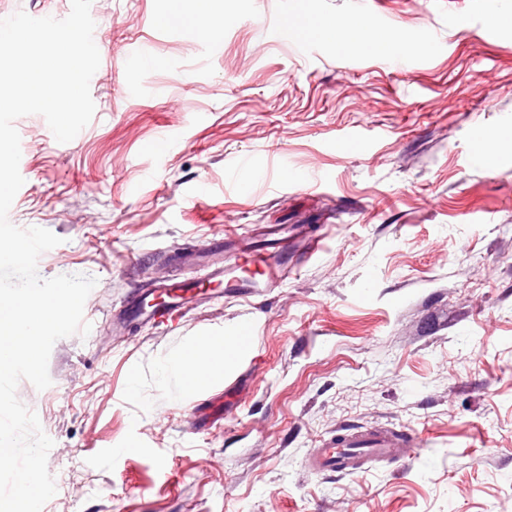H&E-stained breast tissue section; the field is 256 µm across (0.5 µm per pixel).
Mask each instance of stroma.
Returning <instances> with one entry per match:
<instances>
[{"label": "stroma", "mask_w": 512, "mask_h": 512, "mask_svg": "<svg viewBox=\"0 0 512 512\" xmlns=\"http://www.w3.org/2000/svg\"><path fill=\"white\" fill-rule=\"evenodd\" d=\"M166 7L92 0L91 122L67 143L42 116L14 122L10 222L60 237L41 278L97 280L88 336L54 344L48 388L16 390L54 442L42 512H512V150L486 149L512 133V0H224L211 43ZM298 11L365 18L382 48L263 37ZM135 47L158 67L134 75ZM269 224L324 247L260 296L113 335L129 293L190 276L165 253ZM243 324L223 379L184 400L160 379L163 357ZM215 401L223 418L197 424ZM372 426L420 445L307 468Z\"/></svg>", "instance_id": "stroma-1"}]
</instances>
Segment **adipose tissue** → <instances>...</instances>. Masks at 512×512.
<instances>
[{"label":"adipose tissue","mask_w":512,"mask_h":512,"mask_svg":"<svg viewBox=\"0 0 512 512\" xmlns=\"http://www.w3.org/2000/svg\"><path fill=\"white\" fill-rule=\"evenodd\" d=\"M185 1L188 0H167L166 20L171 25L206 34L212 39L221 38L225 21L221 0H189L193 3L189 11L184 8ZM285 28L300 39L338 37L341 45L351 51L375 50L379 47L372 27L360 17L328 22L300 12L286 20ZM243 349L241 332L209 336L164 360L160 365V375L165 379L176 378L183 395L189 396L223 377L225 362L233 360Z\"/></svg>","instance_id":"adipose-tissue-1"}]
</instances>
